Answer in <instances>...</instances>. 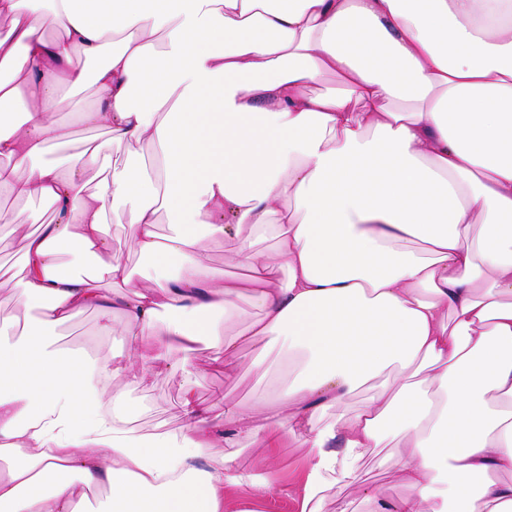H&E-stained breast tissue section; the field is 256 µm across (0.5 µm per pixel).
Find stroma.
<instances>
[{
	"mask_svg": "<svg viewBox=\"0 0 512 512\" xmlns=\"http://www.w3.org/2000/svg\"><path fill=\"white\" fill-rule=\"evenodd\" d=\"M94 102L93 88H86L79 96L75 110L60 115L59 122L68 133V150L78 151L89 144L103 141L102 131L87 128L76 118L78 112L90 108ZM0 209L20 215L25 220L24 227L0 235V317H5L13 310L14 281L22 267L23 237L48 223L51 215L39 203L21 201L6 193H0ZM105 224L113 258L131 269H140L145 259L129 247V213L122 209L108 211ZM96 323L94 312H84L63 327L64 342L71 348L86 349L102 359L127 353L129 344L125 336L119 333L108 337L97 335ZM264 346V341L243 338L240 358L229 373L225 372L223 362L215 361L213 352L203 350L196 353L193 358L194 381L200 399L208 403L225 401L247 406L262 400H273L281 384V372H273L261 381L249 367L251 358ZM181 383L180 376L169 374L161 367L154 368L129 395L131 426L143 434L179 430L183 425L179 407ZM303 454L297 441L291 439L285 442L269 470L274 481L272 489L262 496L250 489L225 493L224 512H300L301 498L296 485L301 474Z\"/></svg>",
	"mask_w": 512,
	"mask_h": 512,
	"instance_id": "stroma-1",
	"label": "stroma"
}]
</instances>
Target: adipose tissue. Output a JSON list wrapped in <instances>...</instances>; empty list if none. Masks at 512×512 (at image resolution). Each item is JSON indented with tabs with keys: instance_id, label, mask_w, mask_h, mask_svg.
<instances>
[{
	"instance_id": "adipose-tissue-1",
	"label": "adipose tissue",
	"mask_w": 512,
	"mask_h": 512,
	"mask_svg": "<svg viewBox=\"0 0 512 512\" xmlns=\"http://www.w3.org/2000/svg\"><path fill=\"white\" fill-rule=\"evenodd\" d=\"M0 16V190L53 215L0 320V512H224L225 490L270 487L227 447L270 463L290 436L301 512H322L387 416L406 492L339 512H512V0H0ZM327 75L337 89L314 92ZM88 83L81 121L137 148L94 192L102 148L47 157ZM111 206L138 272L112 258ZM227 238L249 275L219 284L202 242ZM244 295L257 314L227 333ZM88 310L129 352L57 345ZM245 335L277 346L287 383L260 409L201 402L190 353L231 368ZM158 365L182 378L184 424L144 437L123 411Z\"/></svg>"
}]
</instances>
